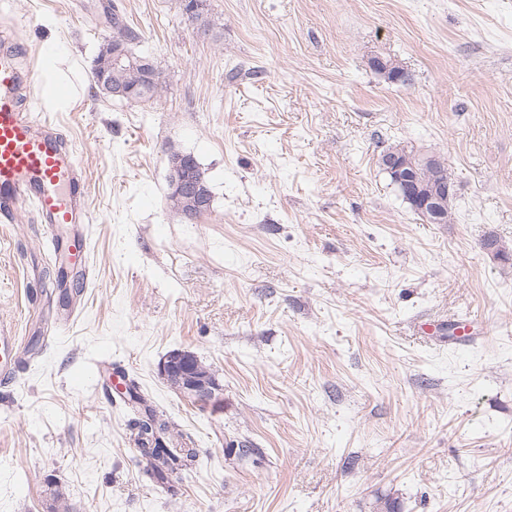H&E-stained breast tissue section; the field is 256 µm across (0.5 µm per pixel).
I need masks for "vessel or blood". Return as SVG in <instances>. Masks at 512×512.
Listing matches in <instances>:
<instances>
[{"instance_id": "1", "label": "vessel or blood", "mask_w": 512, "mask_h": 512, "mask_svg": "<svg viewBox=\"0 0 512 512\" xmlns=\"http://www.w3.org/2000/svg\"><path fill=\"white\" fill-rule=\"evenodd\" d=\"M32 72L19 68L13 54L0 53V221L12 222L27 202L39 207L50 235L61 226L82 233L87 200L71 154L48 129L23 114L18 90L33 84ZM17 360L15 337L0 330V380L10 381Z\"/></svg>"}]
</instances>
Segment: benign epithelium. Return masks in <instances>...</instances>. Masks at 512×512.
<instances>
[{
    "label": "benign epithelium",
    "mask_w": 512,
    "mask_h": 512,
    "mask_svg": "<svg viewBox=\"0 0 512 512\" xmlns=\"http://www.w3.org/2000/svg\"><path fill=\"white\" fill-rule=\"evenodd\" d=\"M104 52L108 54L111 64L122 66L128 63L136 69L139 83L151 84L157 80L158 72L151 59H131L120 43L105 46ZM96 85L113 100H129L135 94L133 87L112 84L104 71L96 73ZM194 166V158L188 155L169 159V181L177 195L186 198L194 208L203 210L208 204V193L194 177ZM383 166L403 184L415 207L425 212L429 223H443L444 203L455 192L454 184L446 181L434 185L421 184L414 178L408 164L396 156L385 157ZM159 374L173 391L193 401L213 398L222 391L215 372L190 349L170 351L159 364Z\"/></svg>",
    "instance_id": "obj_1"
}]
</instances>
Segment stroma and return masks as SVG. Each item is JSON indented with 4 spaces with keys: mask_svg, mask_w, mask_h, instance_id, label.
<instances>
[{
    "mask_svg": "<svg viewBox=\"0 0 512 512\" xmlns=\"http://www.w3.org/2000/svg\"><path fill=\"white\" fill-rule=\"evenodd\" d=\"M164 87L106 98L107 10ZM0 0V49L34 70L27 106L87 194L90 274L63 287L44 220L0 223V512H512V0ZM66 106L45 108L43 49ZM409 75L392 83L373 58ZM386 140L440 157L455 216L429 224L379 163ZM212 202L167 199L169 152ZM471 340L449 339L450 324ZM38 353H29L31 341ZM211 365L215 406L159 374ZM134 376L202 463L171 487L133 463L107 367ZM15 336H9L0 328V380L9 382L17 360ZM159 374L173 391L193 401L214 398L223 390L215 372L190 349L170 351L159 364Z\"/></svg>",
    "mask_w": 512,
    "mask_h": 512,
    "instance_id": "stroma-1",
    "label": "stroma"
}]
</instances>
